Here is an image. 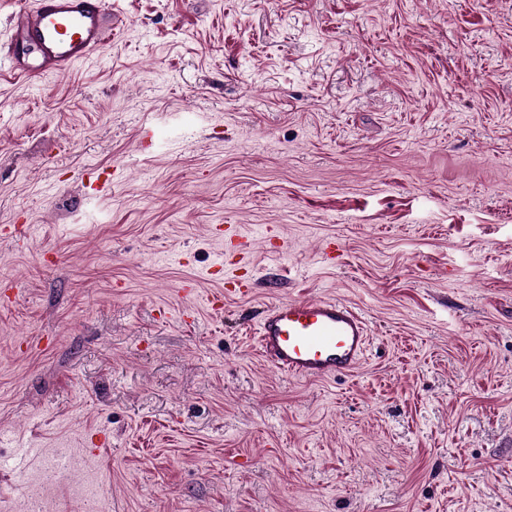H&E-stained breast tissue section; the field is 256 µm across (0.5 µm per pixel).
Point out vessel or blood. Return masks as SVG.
Listing matches in <instances>:
<instances>
[{
    "mask_svg": "<svg viewBox=\"0 0 512 512\" xmlns=\"http://www.w3.org/2000/svg\"><path fill=\"white\" fill-rule=\"evenodd\" d=\"M120 25L112 0H25L0 38V74L34 79L68 73L100 52ZM216 234L224 254L207 278L228 280L240 294L252 292L254 282L227 274L249 254L250 239L234 224L217 225ZM368 342L363 312L333 298L279 301L263 310L257 328L264 359L286 375L313 381L357 370Z\"/></svg>",
    "mask_w": 512,
    "mask_h": 512,
    "instance_id": "obj_1",
    "label": "vessel or blood"
}]
</instances>
